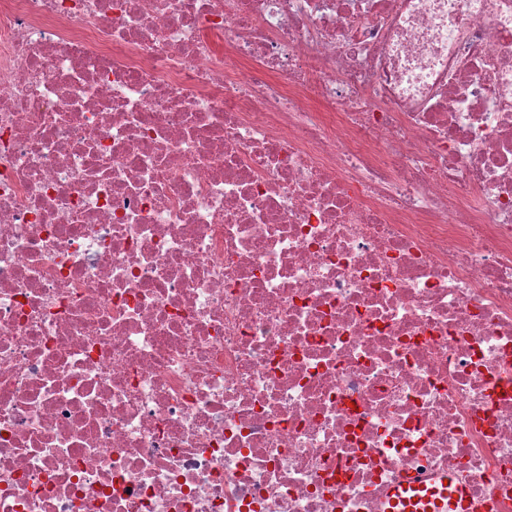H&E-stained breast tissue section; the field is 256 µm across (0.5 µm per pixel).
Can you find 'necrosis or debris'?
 <instances>
[{
    "label": "necrosis or debris",
    "mask_w": 512,
    "mask_h": 512,
    "mask_svg": "<svg viewBox=\"0 0 512 512\" xmlns=\"http://www.w3.org/2000/svg\"><path fill=\"white\" fill-rule=\"evenodd\" d=\"M512 512V0H0V512ZM448 478L440 476L426 483L412 479L394 487L388 497V512L467 511L461 492L451 489Z\"/></svg>",
    "instance_id": "obj_1"
}]
</instances>
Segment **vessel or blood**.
Here are the masks:
<instances>
[{
	"instance_id": "obj_1",
	"label": "vessel or blood",
	"mask_w": 512,
	"mask_h": 512,
	"mask_svg": "<svg viewBox=\"0 0 512 512\" xmlns=\"http://www.w3.org/2000/svg\"><path fill=\"white\" fill-rule=\"evenodd\" d=\"M467 507L461 492L441 476L428 483L413 479L394 487L387 512H466Z\"/></svg>"
}]
</instances>
